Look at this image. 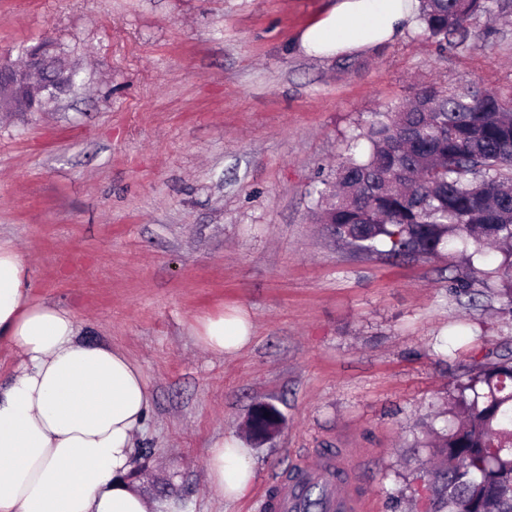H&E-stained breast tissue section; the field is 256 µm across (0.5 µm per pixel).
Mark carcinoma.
<instances>
[{"instance_id": "1", "label": "carcinoma", "mask_w": 512, "mask_h": 512, "mask_svg": "<svg viewBox=\"0 0 512 512\" xmlns=\"http://www.w3.org/2000/svg\"><path fill=\"white\" fill-rule=\"evenodd\" d=\"M509 0H422L418 22L440 49L470 46V21ZM354 151L314 188L320 221L354 252L448 257V294L474 299L494 280L512 312V94L427 85L373 112ZM493 251V269L477 264ZM448 432L430 441L443 469L422 473L425 512H512V356L476 361L448 394Z\"/></svg>"}]
</instances>
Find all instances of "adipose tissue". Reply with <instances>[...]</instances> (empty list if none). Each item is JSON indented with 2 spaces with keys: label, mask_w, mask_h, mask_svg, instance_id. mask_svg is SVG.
Here are the masks:
<instances>
[{
  "label": "adipose tissue",
  "mask_w": 512,
  "mask_h": 512,
  "mask_svg": "<svg viewBox=\"0 0 512 512\" xmlns=\"http://www.w3.org/2000/svg\"><path fill=\"white\" fill-rule=\"evenodd\" d=\"M420 0H335L301 35L329 57L391 40L412 25ZM27 260L0 240V343L16 364L0 385V512H168L130 472L134 438L151 407L140 367L120 348L81 339L66 310L37 303ZM202 348L221 356L253 341L240 313L201 321ZM250 451L237 437L210 450L206 484L236 500L252 487Z\"/></svg>",
  "instance_id": "1"
}]
</instances>
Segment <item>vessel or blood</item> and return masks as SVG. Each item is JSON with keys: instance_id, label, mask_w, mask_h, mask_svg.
Returning a JSON list of instances; mask_svg holds the SVG:
<instances>
[{"instance_id": "1", "label": "vessel or blood", "mask_w": 512, "mask_h": 512, "mask_svg": "<svg viewBox=\"0 0 512 512\" xmlns=\"http://www.w3.org/2000/svg\"><path fill=\"white\" fill-rule=\"evenodd\" d=\"M334 459L296 464L297 477L282 480L278 496L266 500V512H307L310 488H319L318 512H363L365 497L352 480L336 475Z\"/></svg>"}]
</instances>
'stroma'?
<instances>
[{
	"label": "stroma",
	"mask_w": 512,
	"mask_h": 512,
	"mask_svg": "<svg viewBox=\"0 0 512 512\" xmlns=\"http://www.w3.org/2000/svg\"><path fill=\"white\" fill-rule=\"evenodd\" d=\"M329 0H0V52L48 43L79 88L0 112V239L29 295L88 341L125 351L153 395L134 467L175 512H261L297 458L348 451L368 512H408L447 425L448 392L487 350L512 354L499 303L449 297L446 259L361 256L311 220L370 113L424 85L512 93V21L480 15L471 46L419 28L360 52H306ZM247 310L253 342L214 356L202 319ZM274 404L236 501L205 482L213 443Z\"/></svg>",
	"instance_id": "stroma-1"
}]
</instances>
